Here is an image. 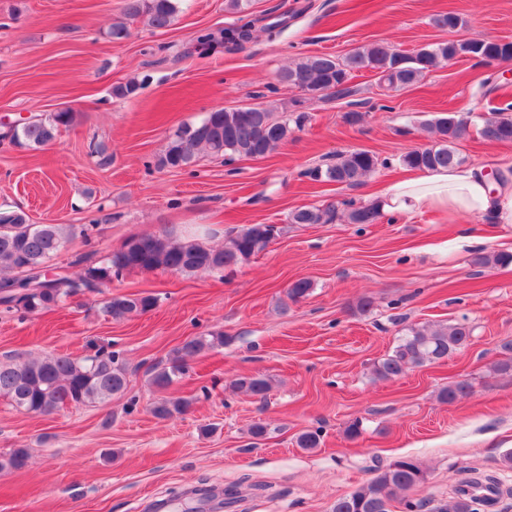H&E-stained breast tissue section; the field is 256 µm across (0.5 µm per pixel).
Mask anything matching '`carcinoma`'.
Wrapping results in <instances>:
<instances>
[{"mask_svg":"<svg viewBox=\"0 0 512 512\" xmlns=\"http://www.w3.org/2000/svg\"><path fill=\"white\" fill-rule=\"evenodd\" d=\"M179 0H125L123 14L129 20L144 19L154 29L172 25L178 13ZM250 0H226L225 9L237 15L236 25L218 32L204 31L197 36L203 46L224 44L239 46L247 41L254 25L249 13ZM501 57L512 60V41L500 43L463 41L446 42L423 47L409 56L404 65H397L396 52L389 46H363L342 60L329 55L310 56L282 70L279 81L305 93L325 92L331 98H344L352 93L349 75L355 71L371 70L391 89L417 82L423 74L440 62H453L471 56ZM480 136L487 142H512V104L492 106L479 115ZM304 115L283 112L279 115L260 107L232 110L221 109L208 113L198 123L181 125L170 138L159 159L162 168L190 167L201 152L212 155L262 158L285 142L300 126ZM74 122V112H53L44 118L28 121L12 132L1 136L19 148H39L53 143L61 128ZM468 118L457 113L437 116L426 123L434 135L433 144L415 148L401 156L403 166L411 170H437L461 165L464 159L456 150L467 126ZM379 165L378 157L368 150L355 149L337 155L336 162L326 168L315 167L306 172L313 181L335 182L354 186ZM380 217L376 205L350 207L347 218L351 224H374ZM336 218L333 205L309 207L291 213L292 224H323ZM266 225L249 224L214 248L203 242H185L171 230L159 234L128 238L118 249L101 261L87 265L72 278L65 273L53 277V286L37 293L19 296L16 289L28 281L45 276L52 257L65 242L67 233L59 224H30L20 209L0 208V306L36 313L64 303L80 292L99 293L112 287L123 272H145L163 269L176 274L232 269L258 255ZM474 263L486 266L512 264V254L479 255ZM312 284L298 279L287 289V297L297 301L307 297ZM158 302L153 295L113 294L104 301L106 312L115 320L132 314L146 313ZM472 328L458 321L434 328L412 327L400 339L391 354L375 364V377L389 380L401 377L410 370L434 364L469 344ZM224 344V334L196 336L178 347L166 366L154 371L150 382L159 389L169 387L187 371V361L197 354ZM503 358L493 365V371L512 376V341L500 345ZM234 387L261 398L271 390V382L263 376H242ZM127 389V372L119 355L101 349L84 358L53 355L23 363H0V398L26 413L50 414L66 406L103 402ZM469 384L457 382L439 393V399L452 403L466 395ZM191 402L175 397L156 401L152 413L159 419H169L186 413ZM30 449L14 448L0 455V471H19L27 467ZM426 480L420 463L409 456L394 460L375 475L333 503L331 512H392L394 504L403 512H418L426 502L411 496ZM499 493L498 482L487 477L470 479L453 490L446 503L435 512H483Z\"/></svg>","mask_w":512,"mask_h":512,"instance_id":"cac0c4a2","label":"carcinoma"}]
</instances>
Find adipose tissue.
<instances>
[{
    "instance_id": "ef3b65f1",
    "label": "adipose tissue",
    "mask_w": 512,
    "mask_h": 512,
    "mask_svg": "<svg viewBox=\"0 0 512 512\" xmlns=\"http://www.w3.org/2000/svg\"><path fill=\"white\" fill-rule=\"evenodd\" d=\"M380 208L405 218L424 208L456 217L489 214L495 223L512 225V187L492 189L474 166L419 170L390 186L380 198Z\"/></svg>"
}]
</instances>
